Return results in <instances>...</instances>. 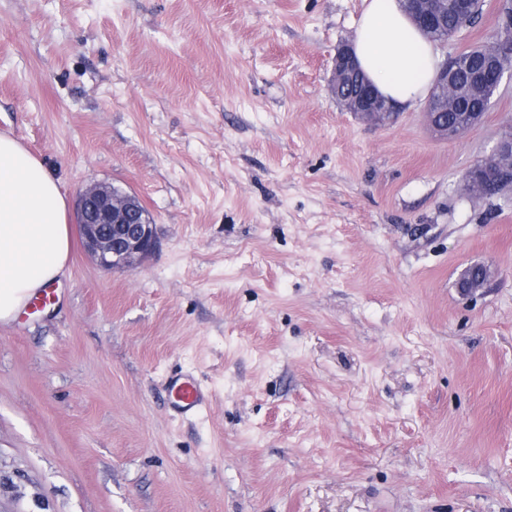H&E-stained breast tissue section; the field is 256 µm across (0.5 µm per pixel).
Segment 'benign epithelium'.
<instances>
[{
  "mask_svg": "<svg viewBox=\"0 0 512 512\" xmlns=\"http://www.w3.org/2000/svg\"><path fill=\"white\" fill-rule=\"evenodd\" d=\"M447 14L448 0H415L412 19L425 33L442 22ZM497 43L505 49L488 48L471 57L476 69L470 86L464 91L455 85L461 55L454 53L440 60L435 84L437 95L428 100L425 109L426 120L437 136L446 138L450 132L448 113L440 110L442 103L455 108L463 97L478 101L475 108L466 109L458 118L464 125L475 126L487 110L481 90L486 87L498 89L506 75L512 79L511 7L502 18ZM330 90L346 111L369 122L385 123L396 115V107L375 89L360 68L349 43L336 49ZM77 219L86 251L107 271L114 268L133 270L158 247L156 225L147 213L132 196L115 192L109 184L91 183L80 191ZM493 276L494 271L488 265L473 263L462 271L456 288L460 294L470 295L474 292L473 278L485 285Z\"/></svg>",
  "mask_w": 512,
  "mask_h": 512,
  "instance_id": "1",
  "label": "benign epithelium"
}]
</instances>
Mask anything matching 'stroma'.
<instances>
[{
    "label": "stroma",
    "mask_w": 512,
    "mask_h": 512,
    "mask_svg": "<svg viewBox=\"0 0 512 512\" xmlns=\"http://www.w3.org/2000/svg\"><path fill=\"white\" fill-rule=\"evenodd\" d=\"M362 9L0 0V132L159 241L110 272L72 225L54 301L0 324V512H512V204L463 181L512 81L454 140L421 102L362 120L329 92ZM176 372L206 410L169 408ZM495 272L485 263H473L466 267L456 281V288L461 295H470L474 292L473 278L478 276L479 281L486 285Z\"/></svg>",
    "instance_id": "obj_1"
}]
</instances>
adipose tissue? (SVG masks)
<instances>
[{
  "mask_svg": "<svg viewBox=\"0 0 512 512\" xmlns=\"http://www.w3.org/2000/svg\"><path fill=\"white\" fill-rule=\"evenodd\" d=\"M353 41L376 89L412 106L433 88L439 54L402 0H363ZM70 253L67 203L56 179L16 139L0 134V324L52 284Z\"/></svg>",
  "mask_w": 512,
  "mask_h": 512,
  "instance_id": "adipose-tissue-1",
  "label": "adipose tissue"
}]
</instances>
